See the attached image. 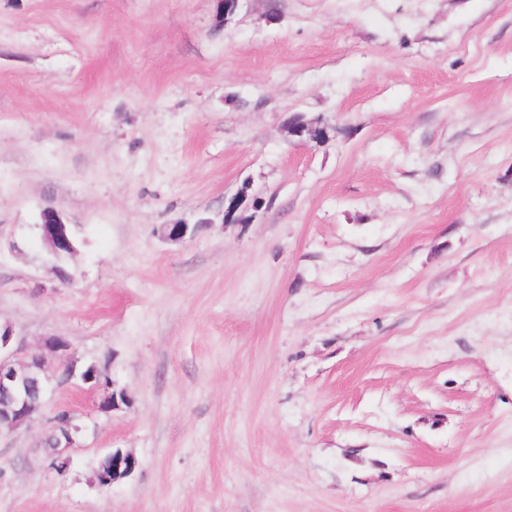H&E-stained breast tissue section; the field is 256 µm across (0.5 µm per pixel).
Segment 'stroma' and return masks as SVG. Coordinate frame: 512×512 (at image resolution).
<instances>
[{"instance_id":"obj_1","label":"stroma","mask_w":512,"mask_h":512,"mask_svg":"<svg viewBox=\"0 0 512 512\" xmlns=\"http://www.w3.org/2000/svg\"><path fill=\"white\" fill-rule=\"evenodd\" d=\"M0 323L128 399L0 512H512V0H0ZM48 213L53 216L50 220L45 218V215ZM41 218V223L36 226L40 237L50 253L57 256L70 244L67 233L68 224L64 222L61 213L52 207L45 209L42 212ZM136 458L121 450L106 453L99 461L97 469L98 482L103 487L128 477L136 468Z\"/></svg>"}]
</instances>
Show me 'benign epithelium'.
Instances as JSON below:
<instances>
[{
    "instance_id": "7a95c632",
    "label": "benign epithelium",
    "mask_w": 512,
    "mask_h": 512,
    "mask_svg": "<svg viewBox=\"0 0 512 512\" xmlns=\"http://www.w3.org/2000/svg\"><path fill=\"white\" fill-rule=\"evenodd\" d=\"M292 132L295 136L310 140L323 141L326 131L316 119L300 120L294 124ZM51 214L52 219H42L37 225L42 241L50 253L59 255L69 244L67 224L61 213L54 208H47L43 214ZM64 344L57 339H48L43 345L47 357L40 361L24 362L20 358L23 352V341L18 339L10 325L0 324V435L11 434L27 424L49 391L51 382L62 385L57 376L58 367L55 361L60 358ZM73 410L54 421L55 428H62L69 434V440L57 445L48 454L51 468L63 474L71 465L70 450L75 446L76 439L72 432H81V427L74 424ZM136 458L120 450L106 453L99 461L97 469L98 482L103 487L128 477L136 468Z\"/></svg>"
}]
</instances>
